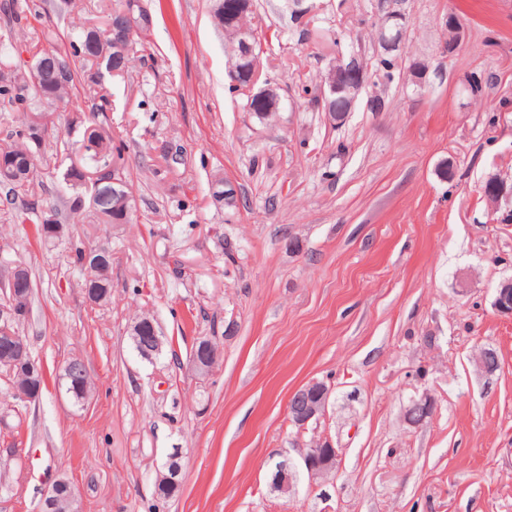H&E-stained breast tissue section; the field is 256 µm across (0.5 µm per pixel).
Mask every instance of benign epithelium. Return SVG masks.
I'll return each mask as SVG.
<instances>
[{
    "instance_id": "benign-epithelium-1",
    "label": "benign epithelium",
    "mask_w": 512,
    "mask_h": 512,
    "mask_svg": "<svg viewBox=\"0 0 512 512\" xmlns=\"http://www.w3.org/2000/svg\"><path fill=\"white\" fill-rule=\"evenodd\" d=\"M289 8L295 21L303 23L316 15L319 5L315 0H289ZM379 36L377 39L376 55L380 57H391L397 61L403 59L402 49L407 33V17L401 10L390 8H380L379 13ZM141 31V27L135 25H124L122 23L114 24L111 28L95 35L94 44H102L107 37L113 36L123 41L134 39V36ZM58 67L56 57L50 53H45L31 71L32 85L37 86L40 83L43 72L48 69ZM372 76L367 67L358 63V54L348 55L347 60L332 71V77L323 81L320 100L328 101L336 98L338 95L344 96L348 102L347 111L328 113L330 120L341 122L344 120L346 112L353 110L367 85L371 82ZM93 185V196L103 203H110L116 209L122 208L124 203V193L122 182L109 175L105 171L91 174ZM5 284L9 285L11 294L20 293L29 286L25 269L22 267H11L7 271ZM494 310L498 316L505 319H512V279L502 281L496 290L494 299ZM17 316L16 310L5 304L0 306V332L10 336L13 348L17 353L16 363L19 367L25 369L28 374L40 371V368L25 357L26 339L21 336L10 334V323ZM472 360L476 367L486 373H494L500 365V361L495 357L494 349L491 347H481L477 349ZM218 362V350L213 341L209 338H201L196 342L189 363L194 372H199L205 368L212 369ZM11 393L14 400L24 405H30L39 400L40 388L30 384L12 386ZM332 395V387L324 381L310 380L300 388L295 390L288 401V420L289 423L301 433L308 429V426L317 422L325 415ZM339 459L338 449L335 448L333 440L328 435L312 438L304 448L299 450L297 462H292L290 458L283 457L277 464L279 473L271 481V486L277 492L286 494L293 488L292 476L295 469L300 467L308 475L309 479H321L331 474L337 468ZM67 487L70 491L69 498L77 501V496L71 482L64 478H57L43 491L39 504L41 512H51L58 501V490L61 487Z\"/></svg>"
}]
</instances>
